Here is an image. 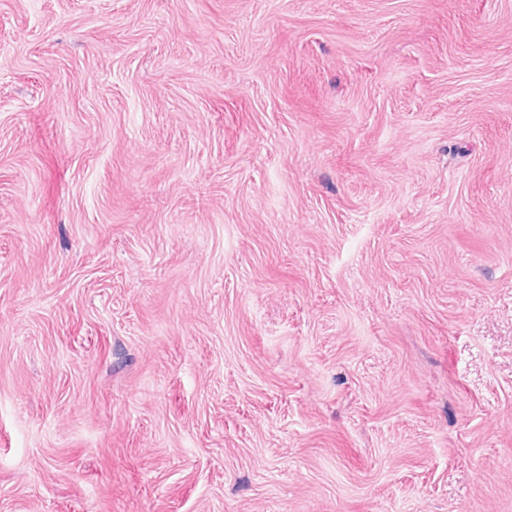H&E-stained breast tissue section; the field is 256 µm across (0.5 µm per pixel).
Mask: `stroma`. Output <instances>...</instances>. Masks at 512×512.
I'll return each mask as SVG.
<instances>
[{"label":"stroma","mask_w":512,"mask_h":512,"mask_svg":"<svg viewBox=\"0 0 512 512\" xmlns=\"http://www.w3.org/2000/svg\"><path fill=\"white\" fill-rule=\"evenodd\" d=\"M0 512H512V0H0Z\"/></svg>","instance_id":"35a3bbf8"}]
</instances>
